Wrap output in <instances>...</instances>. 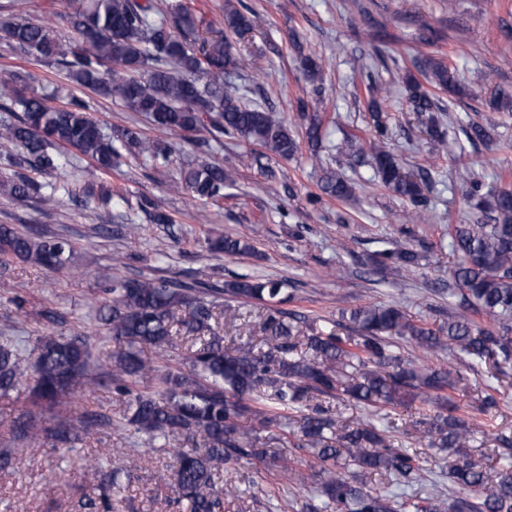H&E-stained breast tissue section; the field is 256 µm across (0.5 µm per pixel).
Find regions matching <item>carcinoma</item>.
Wrapping results in <instances>:
<instances>
[{"label": "carcinoma", "instance_id": "1", "mask_svg": "<svg viewBox=\"0 0 512 512\" xmlns=\"http://www.w3.org/2000/svg\"><path fill=\"white\" fill-rule=\"evenodd\" d=\"M67 22L82 40L63 43L42 22L28 19L0 24L6 40L66 72L78 86L96 95L118 100L130 112L150 119L153 126L179 134L197 145L205 129L215 142L239 137L255 146L260 157L288 159L299 142L288 121L260 104L246 106L224 92V77L238 66L230 35L244 37L253 28L251 10L232 9L224 15V29L208 24L200 29L183 5L155 0H72ZM416 67L434 88L459 97L473 93L460 87L455 69L443 59H420ZM409 102L434 136L440 135L436 95L413 80ZM0 109L16 119L0 127V138L19 155L7 156L17 168L9 178L10 194L24 200L38 195L45 204L76 193L68 182H38L20 168L53 175L73 165L67 151L74 149L103 173L126 151L158 172L168 169L174 146L124 128L108 130L89 113L90 102L71 96L62 105L28 89L20 72L0 80ZM496 118L489 115L463 129L472 144L490 146ZM387 131L376 121L370 152L381 184L418 206L425 200L428 178H416L384 143ZM469 198L489 213L490 224H456L450 233L451 277L455 287L448 297L464 313L448 319L434 331L417 323L397 305L372 304L345 308L336 328L306 333L299 318L278 308L287 301L284 283L235 277L214 288L200 279L189 287L143 276L112 279L109 297L99 307L118 348L107 367L92 369L88 345L80 336H38L30 343L35 361L21 355L16 343L0 341V398L20 386H31L36 401L57 408L51 419L27 410L10 427L14 440L45 439L73 447L104 418L87 408L78 413L74 403L90 386L112 380L126 404L125 425L150 443L177 435L183 447L172 449L175 488L189 512H224V497L236 490L216 489L220 472L241 463H259L267 472L288 479L323 500L333 512H512V466L486 468L465 452L477 427L459 414L452 393L468 386L470 373L484 369L494 379L512 366V190H484L475 171L467 172ZM232 170L210 157L198 156L179 170L172 188L201 200L224 198ZM319 190L338 200L354 194V186L339 174L325 172ZM85 200L103 206L121 197L106 182L88 184ZM209 249L227 255H249L254 246L245 238L221 237L208 241ZM74 246L64 237L46 238L30 228L20 232L0 225V259H15L52 272L70 268ZM418 255L408 248L383 249L373 262L378 270L409 269ZM250 299L267 309L262 319L263 347L237 343L212 331L211 322L223 296ZM188 310L180 320L175 311ZM493 321L484 327L470 314ZM182 327L183 336L173 332ZM199 346L186 358L187 368L161 373L143 357L144 348L172 352L180 340ZM423 352L446 350L448 366L418 365L402 351L401 343ZM327 399L363 408L381 404L419 402L414 426L435 448L448 451L454 463L448 469V497L412 498L399 491L422 478L415 454L394 445L391 436L357 422L343 424ZM498 407L492 387L482 390L473 408L488 413ZM251 416L258 430L246 436L239 420ZM203 434L198 442L197 434ZM276 441L289 448H309L313 461L304 470L268 448ZM372 474L387 477L382 491L366 488Z\"/></svg>", "mask_w": 512, "mask_h": 512}]
</instances>
